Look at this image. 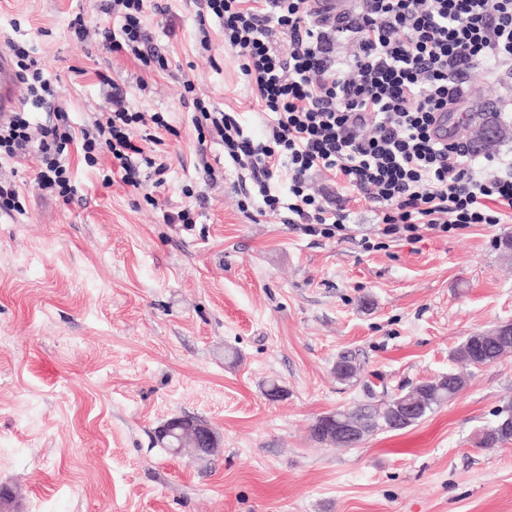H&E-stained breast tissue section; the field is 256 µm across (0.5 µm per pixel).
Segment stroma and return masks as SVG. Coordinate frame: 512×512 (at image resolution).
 Listing matches in <instances>:
<instances>
[{
    "label": "stroma",
    "instance_id": "35a3bbf8",
    "mask_svg": "<svg viewBox=\"0 0 512 512\" xmlns=\"http://www.w3.org/2000/svg\"><path fill=\"white\" fill-rule=\"evenodd\" d=\"M203 10V0H152L143 26L169 67L147 71L74 39L79 11L89 25H118L100 0H0V50L9 37L26 42L76 125L109 109L116 85L130 110L170 125L159 133L170 170L151 204L103 185L105 153L92 166L70 152L67 205L38 185L35 156L0 164L22 203L0 212V489L19 512H512V442L476 444L512 407V357L473 371L405 430L355 448L310 434L367 392L459 370L466 336L512 322V254L501 248L512 219L384 241L369 203L325 175L313 186L345 210L344 236L246 217L223 145L197 147L191 101L244 113L254 137L264 118L218 20L199 24ZM210 167L223 178L210 182ZM186 207L194 223L164 222ZM344 352L358 381L336 378ZM185 414L217 431L218 456L158 443Z\"/></svg>",
    "mask_w": 512,
    "mask_h": 512
}]
</instances>
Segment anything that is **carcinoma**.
<instances>
[{"instance_id": "carcinoma-1", "label": "carcinoma", "mask_w": 512, "mask_h": 512, "mask_svg": "<svg viewBox=\"0 0 512 512\" xmlns=\"http://www.w3.org/2000/svg\"><path fill=\"white\" fill-rule=\"evenodd\" d=\"M486 125L494 127V134L491 138L485 139L480 136V130H475L474 140L471 141L472 153L475 156L493 153L506 141L512 139V129L498 122L494 117L486 116L481 126ZM455 358L461 363L462 370L454 374L422 381L415 384L408 392L396 394L378 403L359 402L330 413L335 421L349 420L360 423L358 436L346 444V447L358 446L377 431H398L418 423L435 408L453 399L463 389L466 371L489 365L493 362L494 355L482 351L479 345H472V337L468 336L456 350ZM357 373L358 366L351 355L343 354L336 361L338 379L349 381L355 378ZM404 396L414 401L417 413L405 420H396L393 417L396 401ZM509 442H512V410L499 414V418L492 425L484 428L480 432L478 444L482 448H494Z\"/></svg>"}]
</instances>
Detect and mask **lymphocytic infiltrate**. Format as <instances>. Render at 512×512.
Masks as SVG:
<instances>
[{"label": "lymphocytic infiltrate", "instance_id": "obj_1", "mask_svg": "<svg viewBox=\"0 0 512 512\" xmlns=\"http://www.w3.org/2000/svg\"><path fill=\"white\" fill-rule=\"evenodd\" d=\"M205 7L269 119L255 138L239 113L196 97L197 141L220 139L225 162L257 186L261 213L284 215L310 235H340L346 214L311 187L313 175L327 174L379 212V233L392 240L512 218V158L491 156L488 170L477 169L467 142L435 131L437 114L467 99L475 70L512 85V0H352L338 15L318 0ZM146 8V0H112L121 24L101 29V45L143 69H164L167 58L142 26ZM7 45L28 106L0 121V161L35 155L42 189L66 203L77 189L64 152L75 142L88 162L110 156L104 182L138 191L166 183L165 158L145 151L169 127L162 113L131 111L117 92L92 129L75 130L62 111L33 126L31 109L54 102L59 88L29 49ZM277 181L287 182V195L272 191Z\"/></svg>", "mask_w": 512, "mask_h": 512}]
</instances>
